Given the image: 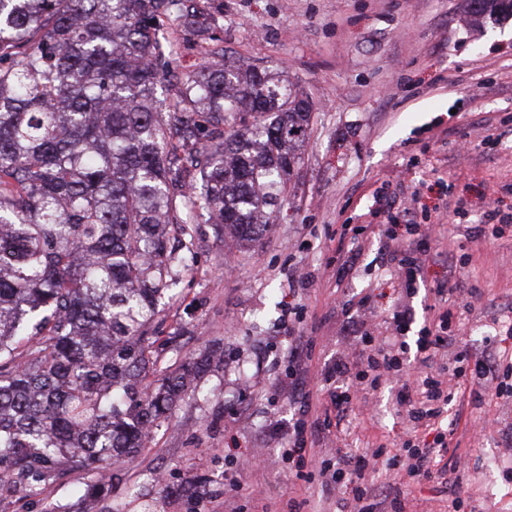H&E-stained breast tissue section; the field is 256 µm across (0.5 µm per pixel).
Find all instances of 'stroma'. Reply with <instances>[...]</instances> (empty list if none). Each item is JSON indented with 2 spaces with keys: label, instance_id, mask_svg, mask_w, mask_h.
I'll list each match as a JSON object with an SVG mask.
<instances>
[{
  "label": "stroma",
  "instance_id": "obj_1",
  "mask_svg": "<svg viewBox=\"0 0 512 512\" xmlns=\"http://www.w3.org/2000/svg\"><path fill=\"white\" fill-rule=\"evenodd\" d=\"M198 4L206 32L163 31L177 49L174 71L194 72L218 50L282 73L314 112L287 201L259 242L224 243L197 212L175 296L158 319V336L178 338L161 362L208 348L224 362L146 448L113 467L98 510L190 512L180 490L191 485L208 512H281L291 497L301 512H347V493L322 488L313 461L401 447L409 431L398 385L364 391L374 418L326 428L311 459L289 457L284 436L301 416L300 394L311 416H324L322 374L348 317L364 316L384 337L396 307H410L403 359L415 364L430 291L453 278L475 291L454 308L458 345L512 357V223L484 222L490 208L512 213V17L473 31L460 22L461 0ZM415 224L441 233L410 290L391 240L411 239ZM453 408L458 484H410L381 466L376 486L399 491L407 512H512V396ZM95 477L71 466L37 495L0 497V512H71Z\"/></svg>",
  "mask_w": 512,
  "mask_h": 512
}]
</instances>
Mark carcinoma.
<instances>
[{
	"instance_id": "obj_1",
	"label": "carcinoma",
	"mask_w": 512,
	"mask_h": 512,
	"mask_svg": "<svg viewBox=\"0 0 512 512\" xmlns=\"http://www.w3.org/2000/svg\"><path fill=\"white\" fill-rule=\"evenodd\" d=\"M188 0H0V492L32 496L78 462L112 466L221 363L159 368L151 327L194 212L255 244L302 159L313 111L275 73L208 59L173 70L163 25ZM473 28L512 0H464Z\"/></svg>"
}]
</instances>
